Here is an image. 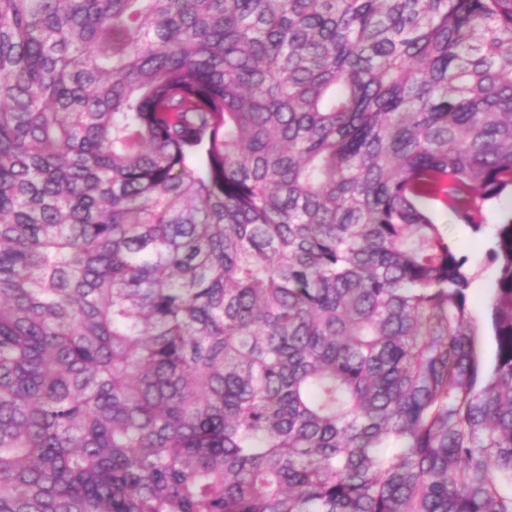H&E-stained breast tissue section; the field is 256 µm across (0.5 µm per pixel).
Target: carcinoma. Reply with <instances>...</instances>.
<instances>
[{
    "mask_svg": "<svg viewBox=\"0 0 512 512\" xmlns=\"http://www.w3.org/2000/svg\"><path fill=\"white\" fill-rule=\"evenodd\" d=\"M505 194L512 0H0V512H512ZM510 212V196H506L501 206L490 214L488 227L475 234L469 228L457 224L454 218L443 209H434V221L441 224L456 241L461 253L468 258V268L474 276L470 290V306L475 318L484 323L487 319V302L492 295L496 269L489 261V250L493 246V224H499L503 216Z\"/></svg>",
    "mask_w": 512,
    "mask_h": 512,
    "instance_id": "carcinoma-1",
    "label": "carcinoma"
}]
</instances>
